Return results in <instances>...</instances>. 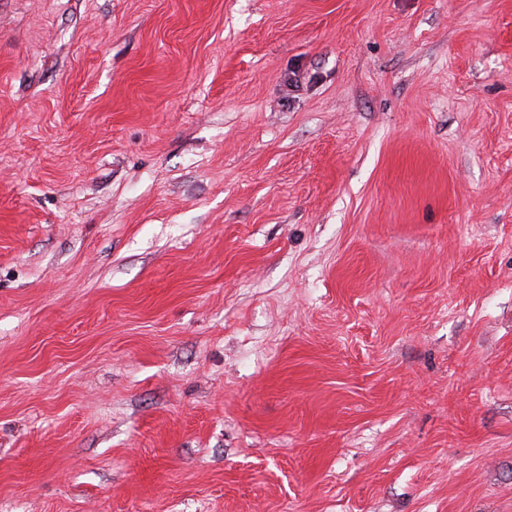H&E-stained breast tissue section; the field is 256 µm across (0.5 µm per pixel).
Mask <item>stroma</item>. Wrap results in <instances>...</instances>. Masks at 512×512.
<instances>
[{"label":"stroma","mask_w":512,"mask_h":512,"mask_svg":"<svg viewBox=\"0 0 512 512\" xmlns=\"http://www.w3.org/2000/svg\"><path fill=\"white\" fill-rule=\"evenodd\" d=\"M0 512H512V0H0Z\"/></svg>","instance_id":"obj_1"}]
</instances>
